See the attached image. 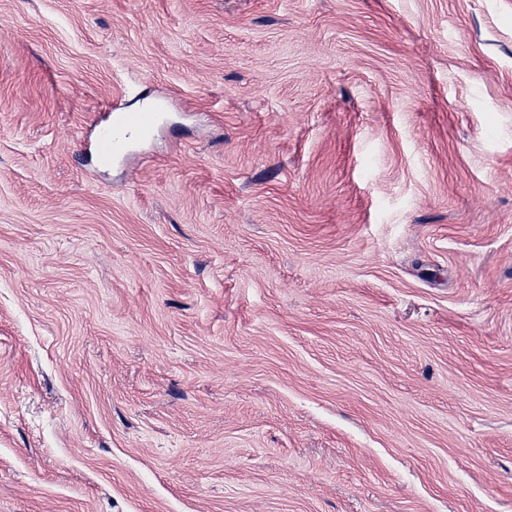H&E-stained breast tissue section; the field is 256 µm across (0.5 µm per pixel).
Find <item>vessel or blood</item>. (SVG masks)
<instances>
[{"mask_svg":"<svg viewBox=\"0 0 512 512\" xmlns=\"http://www.w3.org/2000/svg\"><path fill=\"white\" fill-rule=\"evenodd\" d=\"M161 113L134 111L118 105L112 106L96 124L92 154L97 166L111 165L123 149V138L132 133L150 134L158 128Z\"/></svg>","mask_w":512,"mask_h":512,"instance_id":"b4317fda","label":"vessel or blood"}]
</instances>
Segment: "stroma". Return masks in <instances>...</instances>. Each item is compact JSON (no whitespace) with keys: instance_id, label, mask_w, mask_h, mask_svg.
Segmentation results:
<instances>
[{"instance_id":"35a3bbf8","label":"stroma","mask_w":512,"mask_h":512,"mask_svg":"<svg viewBox=\"0 0 512 512\" xmlns=\"http://www.w3.org/2000/svg\"><path fill=\"white\" fill-rule=\"evenodd\" d=\"M0 512H512V0H0ZM162 120L161 112L134 111L112 105L105 117L95 124L96 135L92 154L97 166H109L123 149V135L141 133L149 135L158 128Z\"/></svg>"}]
</instances>
